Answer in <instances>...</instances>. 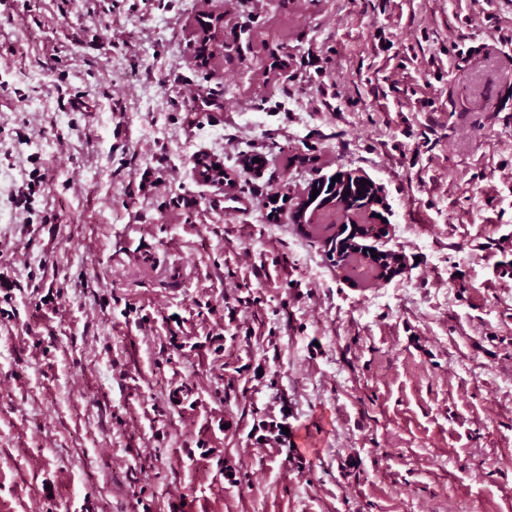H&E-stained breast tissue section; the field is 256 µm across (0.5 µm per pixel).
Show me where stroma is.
I'll use <instances>...</instances> for the list:
<instances>
[{
	"label": "stroma",
	"instance_id": "stroma-1",
	"mask_svg": "<svg viewBox=\"0 0 512 512\" xmlns=\"http://www.w3.org/2000/svg\"><path fill=\"white\" fill-rule=\"evenodd\" d=\"M9 2L0 512H512V0ZM337 171L381 188L401 274L270 217Z\"/></svg>",
	"mask_w": 512,
	"mask_h": 512
}]
</instances>
